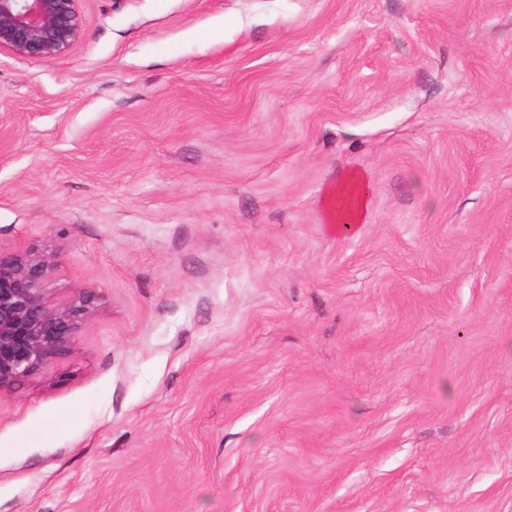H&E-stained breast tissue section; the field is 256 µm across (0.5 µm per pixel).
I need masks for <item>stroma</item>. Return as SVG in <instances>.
I'll return each mask as SVG.
<instances>
[{"label":"stroma","mask_w":512,"mask_h":512,"mask_svg":"<svg viewBox=\"0 0 512 512\" xmlns=\"http://www.w3.org/2000/svg\"><path fill=\"white\" fill-rule=\"evenodd\" d=\"M81 10L0 51V248L100 296L0 512H512V0ZM342 197L346 198L344 206L339 203ZM370 202L371 184L366 174L356 169L346 170L336 184L326 189L322 198L330 231L338 237L358 233Z\"/></svg>","instance_id":"35a3bbf8"}]
</instances>
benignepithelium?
<instances>
[{"label": "benign epithelium", "mask_w": 512, "mask_h": 512, "mask_svg": "<svg viewBox=\"0 0 512 512\" xmlns=\"http://www.w3.org/2000/svg\"><path fill=\"white\" fill-rule=\"evenodd\" d=\"M81 0H0V50L20 58L55 59L82 33ZM54 250L0 249V388L49 371L73 353L97 310L80 289L52 299Z\"/></svg>", "instance_id": "7a95c632"}]
</instances>
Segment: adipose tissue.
Wrapping results in <instances>:
<instances>
[{
	"instance_id": "adipose-tissue-1",
	"label": "adipose tissue",
	"mask_w": 512,
	"mask_h": 512,
	"mask_svg": "<svg viewBox=\"0 0 512 512\" xmlns=\"http://www.w3.org/2000/svg\"><path fill=\"white\" fill-rule=\"evenodd\" d=\"M371 202V184L365 173L346 170L328 187L322 207L330 231L345 237L359 232Z\"/></svg>"
}]
</instances>
